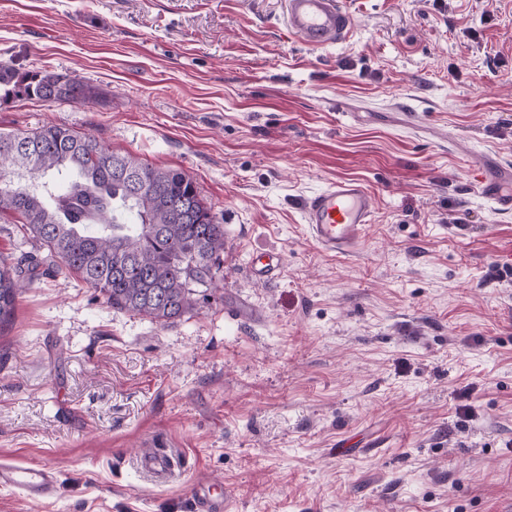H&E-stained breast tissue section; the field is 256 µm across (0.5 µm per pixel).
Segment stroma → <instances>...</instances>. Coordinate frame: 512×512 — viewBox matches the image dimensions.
I'll return each instance as SVG.
<instances>
[{
  "instance_id": "1",
  "label": "stroma",
  "mask_w": 512,
  "mask_h": 512,
  "mask_svg": "<svg viewBox=\"0 0 512 512\" xmlns=\"http://www.w3.org/2000/svg\"><path fill=\"white\" fill-rule=\"evenodd\" d=\"M283 0H0V63L78 74L86 103L0 104V132L67 125L189 174L224 226L223 289L169 323L61 274L0 325V463L56 477L0 512H512V0H345L307 48ZM356 178V254L302 201ZM278 251V279L249 272ZM248 305L258 319H237ZM469 415H462V407ZM353 441L344 455L338 444ZM175 453L151 480L142 452ZM481 193L491 200L495 209L512 211V167L487 158L479 176ZM193 495L200 507L206 512L229 511L230 501L227 494H218L214 490V484L210 482H201L193 487Z\"/></svg>"
}]
</instances>
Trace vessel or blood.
I'll list each match as a JSON object with an SVG mask.
<instances>
[{
    "label": "vessel or blood",
    "mask_w": 512,
    "mask_h": 512,
    "mask_svg": "<svg viewBox=\"0 0 512 512\" xmlns=\"http://www.w3.org/2000/svg\"><path fill=\"white\" fill-rule=\"evenodd\" d=\"M284 20L310 49L348 39L351 14L343 0H284ZM481 193L496 210L512 211V167L486 159L479 176ZM376 199L370 189L356 179H342L327 184L321 191L305 198L301 209L309 238L323 251L332 254L355 252L366 237L375 210ZM283 263L275 251L253 254L252 275L261 281L278 277ZM137 465L145 474L169 479L174 474L175 456L149 453L139 457ZM0 486L18 490L27 499L40 502L52 496L54 473L32 465H0ZM193 495L204 512H228L230 501L215 492L209 482L193 487Z\"/></svg>",
    "instance_id": "b4317fda"
}]
</instances>
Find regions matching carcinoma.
Masks as SVG:
<instances>
[{"instance_id":"1","label":"carcinoma","mask_w":512,"mask_h":512,"mask_svg":"<svg viewBox=\"0 0 512 512\" xmlns=\"http://www.w3.org/2000/svg\"><path fill=\"white\" fill-rule=\"evenodd\" d=\"M94 98L76 74L0 64V99ZM15 216L46 254L0 257V324L25 288L54 272L79 277L114 309L161 323L192 312L218 288L224 225L195 181L66 125L0 133V218Z\"/></svg>"}]
</instances>
